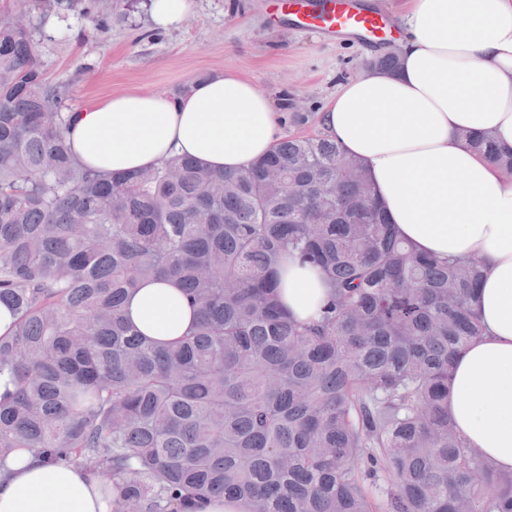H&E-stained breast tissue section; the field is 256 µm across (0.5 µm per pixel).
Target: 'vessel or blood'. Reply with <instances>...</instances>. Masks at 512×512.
<instances>
[{"mask_svg": "<svg viewBox=\"0 0 512 512\" xmlns=\"http://www.w3.org/2000/svg\"><path fill=\"white\" fill-rule=\"evenodd\" d=\"M298 0H279L278 10H293L302 24L318 25L336 33L368 35L381 29L383 16L376 11L357 9L351 0H325L319 12H304L298 8Z\"/></svg>", "mask_w": 512, "mask_h": 512, "instance_id": "b4317fda", "label": "vessel or blood"}]
</instances>
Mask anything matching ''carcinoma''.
Listing matches in <instances>:
<instances>
[{"mask_svg":"<svg viewBox=\"0 0 512 512\" xmlns=\"http://www.w3.org/2000/svg\"><path fill=\"white\" fill-rule=\"evenodd\" d=\"M95 6L0 10V304L17 316L0 336L14 382L0 463L25 448L109 479L112 512H194L213 497L241 512H459L463 499L512 512V473L448 416L455 359L483 332L470 304L483 259L415 253L364 166L319 135H288L235 171L185 156L133 174L79 165L35 11ZM367 67L394 73L399 59ZM466 139L512 169L490 135ZM290 256L331 288L309 323L279 302ZM160 278L197 309L169 343L125 312Z\"/></svg>","mask_w":512,"mask_h":512,"instance_id":"cac0c4a2","label":"carcinoma"}]
</instances>
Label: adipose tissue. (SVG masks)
I'll return each instance as SVG.
<instances>
[{
    "mask_svg": "<svg viewBox=\"0 0 512 512\" xmlns=\"http://www.w3.org/2000/svg\"><path fill=\"white\" fill-rule=\"evenodd\" d=\"M397 72L341 82L318 114L321 133L366 168L390 222L417 252L484 260L471 306L483 334L456 360L448 414L471 446L512 471V176L474 150L490 134L512 151V0H409ZM272 99L248 77L217 71L181 94L115 93L82 107L67 132L79 164L104 174L188 155L237 170L279 139ZM280 300L317 319L330 288L316 269L285 263ZM126 313L146 336L171 342L195 314L177 283L155 280ZM101 478L77 467L10 455L0 468V512H112Z\"/></svg>",
    "mask_w": 512,
    "mask_h": 512,
    "instance_id": "1",
    "label": "adipose tissue"
}]
</instances>
